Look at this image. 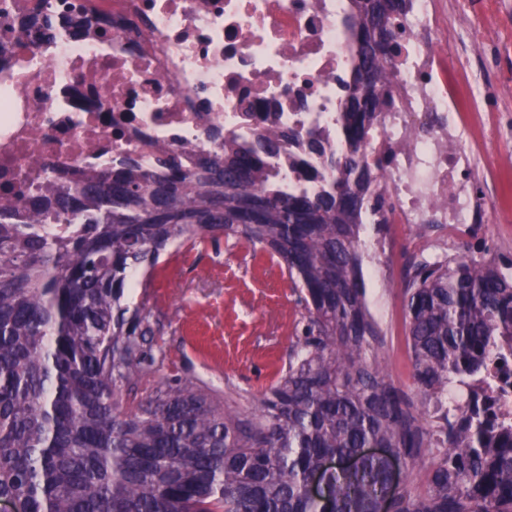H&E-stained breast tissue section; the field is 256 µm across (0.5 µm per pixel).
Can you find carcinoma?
Segmentation results:
<instances>
[{
	"instance_id": "1",
	"label": "carcinoma",
	"mask_w": 512,
	"mask_h": 512,
	"mask_svg": "<svg viewBox=\"0 0 512 512\" xmlns=\"http://www.w3.org/2000/svg\"><path fill=\"white\" fill-rule=\"evenodd\" d=\"M353 0L360 63L340 113L347 151L318 194L282 187L269 165L286 139L227 135L224 155L186 168L157 145L163 170L50 176L23 220L0 196V501L22 512H512V446L474 447L478 428H448V386L478 371L512 336V259L421 261L406 271L408 398L377 359L365 301L363 211L374 179L364 152L391 103L385 63L400 49L404 0ZM242 238L276 256L301 289L303 340L285 375L252 410L225 406L190 381L131 407L120 387L142 373L147 315L122 305L133 278L179 240ZM386 448L423 484L393 492L387 460L336 468L313 498L307 478L327 457Z\"/></svg>"
}]
</instances>
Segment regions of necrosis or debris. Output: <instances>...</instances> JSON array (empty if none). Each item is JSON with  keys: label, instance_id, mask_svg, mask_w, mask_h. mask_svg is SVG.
I'll use <instances>...</instances> for the list:
<instances>
[{"label": "necrosis or debris", "instance_id": "necrosis-or-debris-1", "mask_svg": "<svg viewBox=\"0 0 512 512\" xmlns=\"http://www.w3.org/2000/svg\"><path fill=\"white\" fill-rule=\"evenodd\" d=\"M38 0H0V195L27 211L49 175L78 181L124 159L156 167V145L185 164L223 153L225 135L253 143L268 126L287 135L272 166L288 187L315 194L346 143L337 116L357 64L350 0H39L46 15L83 29L29 31ZM442 0H406L392 103L364 151L387 163L369 196L372 245L382 256L397 227L435 224L449 246L484 238L497 188L487 164L500 115L474 85L478 39L448 45ZM314 180L300 182L301 172ZM491 436L512 435V338L500 337L477 373L448 391Z\"/></svg>", "mask_w": 512, "mask_h": 512}]
</instances>
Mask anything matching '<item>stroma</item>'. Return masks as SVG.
<instances>
[{
	"label": "stroma",
	"mask_w": 512,
	"mask_h": 512,
	"mask_svg": "<svg viewBox=\"0 0 512 512\" xmlns=\"http://www.w3.org/2000/svg\"><path fill=\"white\" fill-rule=\"evenodd\" d=\"M447 3L449 40L459 39L466 27L487 34L479 48L476 91L487 111L508 114L506 132L494 149L508 164L501 198L512 202V0ZM413 239L412 230L402 232L395 243L397 257L367 268L365 275L369 307H383L389 316L379 358L409 394L414 388L400 260H419ZM122 302L148 311L154 331L143 343L141 376L121 388L127 404L137 403L156 386L189 380L226 404L249 407L253 397L286 372L305 325L299 293L277 258L235 239L174 246L160 255L151 286L126 289Z\"/></svg>",
	"instance_id": "obj_1"
}]
</instances>
